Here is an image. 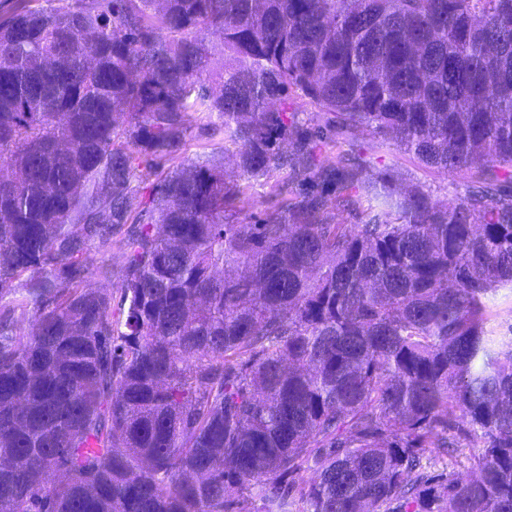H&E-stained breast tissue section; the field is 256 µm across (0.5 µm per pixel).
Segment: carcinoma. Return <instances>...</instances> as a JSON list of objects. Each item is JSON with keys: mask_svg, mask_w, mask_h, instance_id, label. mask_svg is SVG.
I'll list each match as a JSON object with an SVG mask.
<instances>
[{"mask_svg": "<svg viewBox=\"0 0 512 512\" xmlns=\"http://www.w3.org/2000/svg\"><path fill=\"white\" fill-rule=\"evenodd\" d=\"M54 2L0 12V512H512V350L486 330L512 288V0ZM293 88L479 185H373L342 224L324 186L340 208L354 180L299 135L309 191L234 220L257 201L186 138L268 181ZM114 242L113 295L88 258ZM223 146L224 142L222 140L219 138H216L215 140L211 139L207 134V131L199 126L193 129L183 151L190 157L195 156V154L210 155L211 152H219L220 147ZM359 196L355 197V203L351 205L346 210H339L336 212V194H332L328 199V209H334V212L337 213V218L339 221L344 222V224H359L362 220L364 210L367 207V201L364 197V193L361 189H359ZM90 263L92 268L101 264H109L112 266L113 277L110 281L96 280V285L103 288L107 293L113 291L121 281V274L125 266V255L123 247L118 243H113L112 248L95 250L91 254Z\"/></svg>", "mask_w": 512, "mask_h": 512, "instance_id": "1", "label": "carcinoma"}]
</instances>
